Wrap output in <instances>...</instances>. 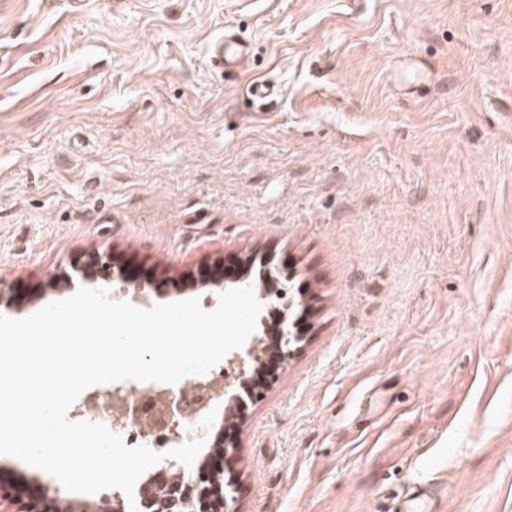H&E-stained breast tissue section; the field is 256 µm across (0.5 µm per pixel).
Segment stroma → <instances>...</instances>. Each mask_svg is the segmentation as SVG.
Instances as JSON below:
<instances>
[{
  "mask_svg": "<svg viewBox=\"0 0 512 512\" xmlns=\"http://www.w3.org/2000/svg\"><path fill=\"white\" fill-rule=\"evenodd\" d=\"M93 250L279 268L232 512H512V0H0V315ZM247 46L233 32L214 38L207 47V54L212 67L223 70L228 66H240L247 58Z\"/></svg>",
  "mask_w": 512,
  "mask_h": 512,
  "instance_id": "obj_1",
  "label": "stroma"
}]
</instances>
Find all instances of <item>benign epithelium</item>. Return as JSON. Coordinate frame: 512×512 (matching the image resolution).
I'll list each match as a JSON object with an SVG mask.
<instances>
[{
  "label": "benign epithelium",
  "mask_w": 512,
  "mask_h": 512,
  "mask_svg": "<svg viewBox=\"0 0 512 512\" xmlns=\"http://www.w3.org/2000/svg\"><path fill=\"white\" fill-rule=\"evenodd\" d=\"M85 278L101 281V287L109 290L114 300L126 297L142 299L155 294L163 296L166 289L149 287L148 284L128 277L112 278L110 258L96 250L89 254L87 261L76 268ZM300 336L294 331V324L283 318L274 333L267 331L266 319L259 314L256 330L248 338L243 348L229 352L224 363L229 370L224 372V380L200 382L205 398L196 419L195 438H210L213 443L206 445L208 453L199 457L192 468L182 470L178 479L170 472L179 468L178 462L165 459L155 465L135 485V502L138 512H226L227 492L224 486V466L222 457L226 454L224 443V418L209 416L216 403H227L230 410L240 411L243 405L241 392L248 398L262 396L276 375L270 369L271 363L283 367L288 363L291 349ZM153 388L165 403V415L161 422L166 430L170 447L183 442V420L179 388L164 383ZM40 495L35 496L29 487L14 480L0 485V504H7L12 512H57L64 502L69 503L70 512H93L86 501L62 496L58 489L42 482L38 483ZM106 512H130L125 493L117 488L105 500Z\"/></svg>",
  "instance_id": "1"
}]
</instances>
